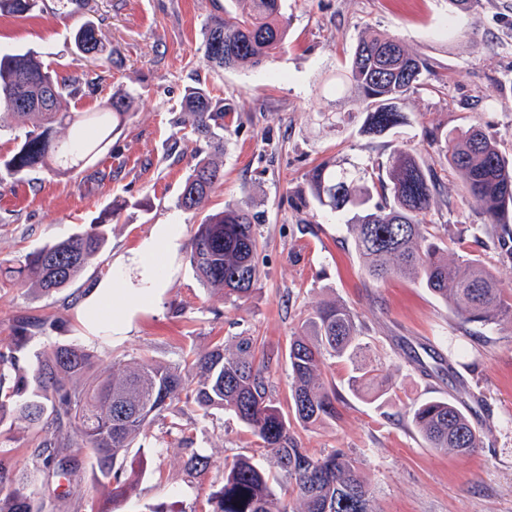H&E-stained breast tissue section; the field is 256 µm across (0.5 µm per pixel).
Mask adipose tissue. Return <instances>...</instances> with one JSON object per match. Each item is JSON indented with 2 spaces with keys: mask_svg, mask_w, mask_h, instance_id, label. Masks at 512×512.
Segmentation results:
<instances>
[{
  "mask_svg": "<svg viewBox=\"0 0 512 512\" xmlns=\"http://www.w3.org/2000/svg\"><path fill=\"white\" fill-rule=\"evenodd\" d=\"M182 238L183 226L178 221L155 225L152 233L139 243L131 257L141 270L138 287H128L120 272L106 276L100 288L95 289L88 298V330L124 335L133 315L153 304L163 294L165 268L159 258L176 253Z\"/></svg>",
  "mask_w": 512,
  "mask_h": 512,
  "instance_id": "1",
  "label": "adipose tissue"
}]
</instances>
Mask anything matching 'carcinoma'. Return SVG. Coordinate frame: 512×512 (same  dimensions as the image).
<instances>
[{"mask_svg":"<svg viewBox=\"0 0 512 512\" xmlns=\"http://www.w3.org/2000/svg\"><path fill=\"white\" fill-rule=\"evenodd\" d=\"M249 11L228 10L210 18L202 32L204 57L213 68L260 67L274 60L287 36L282 0H249ZM36 0H0V12L23 15ZM77 55L111 61L94 23L73 34ZM432 71L394 35L367 30L342 72L340 84L363 103V131L385 134L406 123L404 103ZM78 79L58 75L35 52H0V131L23 130L15 151L0 156V182L36 171L74 172L92 159L133 111L136 96L128 88L112 93L98 112H72ZM224 99L203 86H189L174 124L190 126L196 141L194 164L178 197L184 211L199 209L224 180ZM70 129L67 137L58 130ZM448 157L469 202L484 216V234L501 256L512 260V157L479 126L455 137L436 134L426 140ZM368 168L324 160L306 174L310 196L344 219L364 277L378 284L392 277L419 281L452 310L461 325L512 328V299L497 287V277L476 255L448 258V247L429 232L427 216L438 191L422 149L403 145L378 178L379 199L368 185ZM115 210L90 229L48 243L21 258L0 259V280L50 297L69 287L105 248L106 226ZM258 216L246 201L228 204L204 217L190 242L189 263L201 285L234 302L246 301L259 281L255 255ZM55 320L21 318L16 343L0 352V427L20 425L31 432L34 466L14 468L0 460V512H45L35 496L41 474L72 483L89 463L95 483L115 504L131 496L138 473L117 467L138 437H147L165 413L189 407L206 417L228 410L271 453L281 476L241 457L224 465V485L208 494L201 512H375L355 461L344 451L312 454L294 443L291 422L304 427L339 416L336 388L323 377L329 359L353 364L351 387L377 400L390 385H373L376 368L364 360L362 324L347 305L316 306L291 336V412L274 403L270 390L271 357L254 336H240L231 348L222 344L204 353L190 352L183 365L151 358L113 361L97 371L96 355L78 344H61L30 359L29 340ZM408 417L429 447L470 454L481 447L480 431L454 401L428 399ZM208 456L183 460L190 474L202 476Z\"/></svg>","mask_w":512,"mask_h":512,"instance_id":"carcinoma-1","label":"carcinoma"}]
</instances>
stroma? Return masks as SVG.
I'll return each mask as SVG.
<instances>
[{
    "label": "stroma",
    "mask_w": 512,
    "mask_h": 512,
    "mask_svg": "<svg viewBox=\"0 0 512 512\" xmlns=\"http://www.w3.org/2000/svg\"><path fill=\"white\" fill-rule=\"evenodd\" d=\"M224 3L75 0L63 12L59 0H38L24 16L0 14V49L37 52L59 73L82 77L71 111H97L129 84L139 93L135 114L88 165L69 175L40 171L0 184L2 258L83 232L109 206L119 208L107 227L106 248L70 287L48 298L0 288V351L10 348L21 316L61 320L29 341V353L77 343L94 351L103 367L143 355L174 365L188 351L255 336L276 359L271 390L286 411L289 339L316 304L339 301L359 316L369 353L392 387L381 400L361 398L349 384L351 364L327 361L340 417L293 425L298 447L349 452L361 464L377 512H512V328H462L443 302L405 277L368 282L342 222L316 204L302 210L293 204L294 192L322 159L375 168L398 146L420 143L431 131L443 137L479 125L511 154L512 0H480L474 21L451 14L448 0H283L288 37L274 63L217 72L204 59L201 30ZM89 19L120 67L72 53L70 35ZM369 29L396 34L433 65L406 100L408 124L380 136L361 132L357 99L339 103L328 92ZM192 84L216 89L230 109L224 181L199 213L177 206L195 144L188 130L171 123ZM333 109L352 113V121L324 124L321 113ZM423 157L439 184L427 216L430 232L456 255L480 256L503 294L511 295L512 262L493 246L476 245L484 219L466 202L457 173L437 150ZM241 200L263 222L257 227V289L238 305L202 287L189 265L187 241L203 214ZM174 217L184 226L185 244L171 261L174 273L160 299L134 316L125 338L90 333L88 296L118 267L137 282L132 252L155 225ZM431 397L460 401L482 432V448L462 456L428 447L407 412ZM178 421L192 445L183 444L164 418L130 448L124 465L142 476L120 512H198L223 484L225 463L240 456L275 471L272 455L232 412L204 417L188 410ZM191 448L212 458L203 476L181 466ZM36 492L46 512H100L107 503L87 468L70 495L50 476Z\"/></svg>",
    "instance_id": "1"
}]
</instances>
